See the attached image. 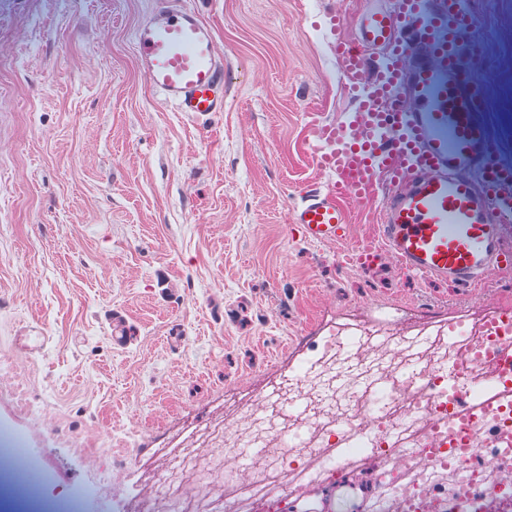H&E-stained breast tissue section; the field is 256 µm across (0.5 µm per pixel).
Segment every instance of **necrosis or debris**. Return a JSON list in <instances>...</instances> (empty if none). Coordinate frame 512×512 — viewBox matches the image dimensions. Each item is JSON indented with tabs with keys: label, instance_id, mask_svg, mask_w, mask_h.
I'll use <instances>...</instances> for the list:
<instances>
[{
	"label": "necrosis or debris",
	"instance_id": "1",
	"mask_svg": "<svg viewBox=\"0 0 512 512\" xmlns=\"http://www.w3.org/2000/svg\"><path fill=\"white\" fill-rule=\"evenodd\" d=\"M512 344V301L482 317L469 330L463 346L430 354L421 377L411 370L390 373L384 361L340 362L337 335L324 337L320 355L335 367L333 397L341 413L323 423L315 435L298 429L277 436L261 426L224 423V455L234 462L224 481L235 487L225 512H288L310 496L316 483L336 487V512H353L354 491L376 484L371 512H458L459 499L482 493L484 512H496V495L512 487V398L484 409L461 410L456 390L439 368L459 362L478 376L494 378L512 391V366L498 365L482 354L484 345ZM13 377L9 392L29 420L38 422L48 410L42 394L32 392L16 366L0 358V377ZM460 412L472 431L464 449L452 446L448 415ZM262 457L287 478L280 494L266 493Z\"/></svg>",
	"mask_w": 512,
	"mask_h": 512
}]
</instances>
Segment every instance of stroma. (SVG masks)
I'll list each match as a JSON object with an SVG mask.
<instances>
[{
    "instance_id": "35a3bbf8",
    "label": "stroma",
    "mask_w": 512,
    "mask_h": 512,
    "mask_svg": "<svg viewBox=\"0 0 512 512\" xmlns=\"http://www.w3.org/2000/svg\"><path fill=\"white\" fill-rule=\"evenodd\" d=\"M215 31L224 109L176 111L146 81L133 34L156 0H0V355L44 391L33 424L0 386V426L56 468L39 483L75 496L106 459L129 491L187 457L211 454L224 394L294 383L314 361L304 340L336 332L345 352L400 357L447 343L512 296L505 278L459 286L404 273L388 253L350 261L377 238L381 202L343 199L351 237L311 243L292 212L330 178L312 122L359 102L334 48L355 15L391 0H182ZM483 113L512 165V0H469ZM339 27H331L329 15ZM46 336L37 352L15 337ZM114 434L98 457L53 430Z\"/></svg>"
}]
</instances>
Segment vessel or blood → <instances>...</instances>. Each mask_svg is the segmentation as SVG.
I'll list each match as a JSON object with an SVG mask.
<instances>
[{
    "label": "vessel or blood",
    "mask_w": 512,
    "mask_h": 512,
    "mask_svg": "<svg viewBox=\"0 0 512 512\" xmlns=\"http://www.w3.org/2000/svg\"><path fill=\"white\" fill-rule=\"evenodd\" d=\"M476 25L467 0H399L395 9L358 13L353 42H338L335 54L360 108L314 127L312 152L333 178L293 212L306 238L345 239L340 197H379L382 245L404 271L471 285L506 263L512 167L496 161L480 117L484 98L468 38ZM134 44L167 103L195 115L223 111L215 35L193 9L166 0L137 26ZM448 382L465 402L495 386L457 363Z\"/></svg>",
    "instance_id": "vessel-or-blood-1"
}]
</instances>
